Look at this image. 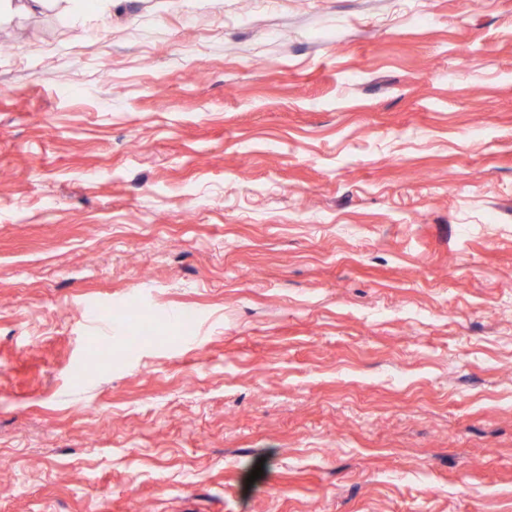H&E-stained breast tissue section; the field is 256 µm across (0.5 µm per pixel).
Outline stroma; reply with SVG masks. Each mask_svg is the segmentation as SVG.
<instances>
[{
    "mask_svg": "<svg viewBox=\"0 0 512 512\" xmlns=\"http://www.w3.org/2000/svg\"><path fill=\"white\" fill-rule=\"evenodd\" d=\"M10 23L0 512H512V0Z\"/></svg>",
    "mask_w": 512,
    "mask_h": 512,
    "instance_id": "1",
    "label": "stroma"
}]
</instances>
